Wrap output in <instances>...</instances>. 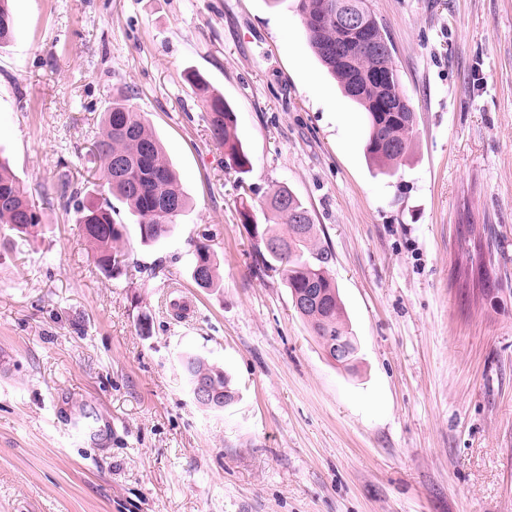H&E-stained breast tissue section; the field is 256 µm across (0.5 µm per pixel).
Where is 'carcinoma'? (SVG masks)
<instances>
[{"label":"carcinoma","instance_id":"cac0c4a2","mask_svg":"<svg viewBox=\"0 0 512 512\" xmlns=\"http://www.w3.org/2000/svg\"><path fill=\"white\" fill-rule=\"evenodd\" d=\"M297 9L306 29L310 48L343 93L366 114L368 135L366 153L379 169L390 172L407 158L416 137V121L392 112L376 111L380 96L379 85L373 79L377 70L398 80L392 45L379 23L367 28L368 38L361 43L344 44L338 40L339 18L342 12H357L374 16L368 0H298ZM14 33V20L9 0H0V48L7 46ZM350 53V63L342 64L336 52ZM359 77L362 91L350 93L353 77ZM191 80L205 103L204 119L211 138L224 147V162L239 174H247L251 160L237 134V121L224 97L211 90L199 76ZM121 157L125 169L112 173V179L100 177L95 189L96 198L88 200L84 190L75 186L66 173L58 178V191L65 203L73 205L77 223L91 250L95 267L112 275L121 271L129 260L123 246V224L114 218L112 199L126 204L138 218L143 243H157L169 237L176 221L188 206V199L171 168L160 141L155 137L141 114L123 100L112 101L102 114L101 132L93 144V157L101 173ZM173 205L172 211L158 207V202ZM241 215L252 225L261 240L282 246L269 250L256 246L255 254L264 271L282 275L290 295L318 293L317 306L298 309L310 331L331 362L347 366L354 357L346 358L336 352V341L353 336L335 280L328 274L329 252L319 242L317 227L309 209L287 187L278 188L268 202L272 223L258 230L252 223L251 205L247 198L240 201ZM41 223L32 194L18 180L6 162L0 160V228L27 234ZM207 235L190 241L193 264L201 265L203 282L197 287L213 289L221 286L219 263L210 251ZM182 374L188 389L200 380L215 392L224 395L223 407L237 402V393L230 376L218 364L198 353H187L181 361Z\"/></svg>","mask_w":512,"mask_h":512}]
</instances>
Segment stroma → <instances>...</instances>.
Wrapping results in <instances>:
<instances>
[{
    "mask_svg": "<svg viewBox=\"0 0 512 512\" xmlns=\"http://www.w3.org/2000/svg\"><path fill=\"white\" fill-rule=\"evenodd\" d=\"M370 6L418 129L391 176L367 160L365 114L311 51L296 0H11L0 156L41 223L0 236V512H512V0ZM191 70L232 105L245 176L211 139ZM123 96L190 205L147 245L116 203L130 261L109 277L55 182L63 165L92 182L100 117ZM282 185L333 255L352 368L255 262L240 201L266 224ZM205 234L213 290L191 275ZM476 240L488 295L468 269ZM189 352L224 366L237 403H195ZM209 238L210 237L205 234L202 235V240H193L189 243L190 247L193 248L192 278L197 287L204 289L219 288L221 286V277L219 274V263L217 256L214 251H210V245L205 243L206 241H210ZM198 263L201 265L203 283H199L196 279L195 266Z\"/></svg>",
    "mask_w": 512,
    "mask_h": 512,
    "instance_id": "35a3bbf8",
    "label": "stroma"
}]
</instances>
